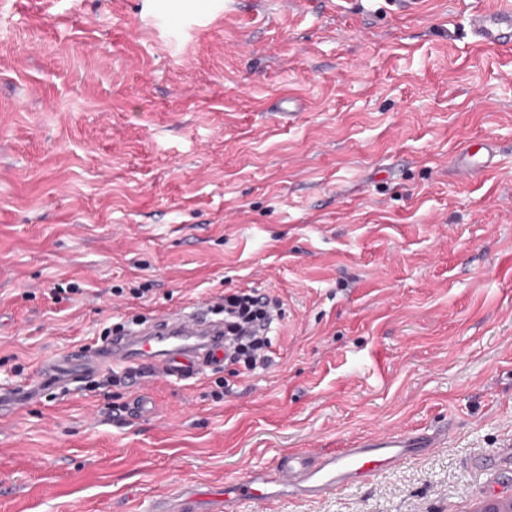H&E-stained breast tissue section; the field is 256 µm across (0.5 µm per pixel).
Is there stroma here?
Wrapping results in <instances>:
<instances>
[{
	"mask_svg": "<svg viewBox=\"0 0 512 512\" xmlns=\"http://www.w3.org/2000/svg\"><path fill=\"white\" fill-rule=\"evenodd\" d=\"M499 5L0 0V390L124 315L247 288L285 311L268 368H117L1 416L0 512H147L396 431L447 438L239 512L512 499V47L468 27ZM480 152L487 153L486 165H477L475 164L473 158L479 154ZM493 156L491 153L490 145L485 142L477 145H467L462 152L459 154L458 160V168L459 173L462 177H472L484 169L488 168L491 164L490 157Z\"/></svg>",
	"mask_w": 512,
	"mask_h": 512,
	"instance_id": "35a3bbf8",
	"label": "stroma"
}]
</instances>
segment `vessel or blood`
I'll return each mask as SVG.
<instances>
[{
	"mask_svg": "<svg viewBox=\"0 0 512 512\" xmlns=\"http://www.w3.org/2000/svg\"><path fill=\"white\" fill-rule=\"evenodd\" d=\"M475 38L490 44L512 42V0H502L490 12H477L469 19ZM489 144L466 146L458 156L462 177L481 171L477 154L488 152ZM210 305L200 302L190 310L170 311L150 325L134 330L95 350L78 349L46 362L36 379L0 391V409L21 407L47 386H63L77 377H92L116 365L151 366L156 374L185 380L224 362V325L209 318ZM444 435L378 433L355 442L333 455L287 454L271 471H254L202 493L190 484L173 486L155 498L148 512H236L242 500L275 499L278 491H289L317 499L340 485L375 477L391 464L438 447Z\"/></svg>",
	"mask_w": 512,
	"mask_h": 512,
	"instance_id": "1",
	"label": "vessel or blood"
}]
</instances>
